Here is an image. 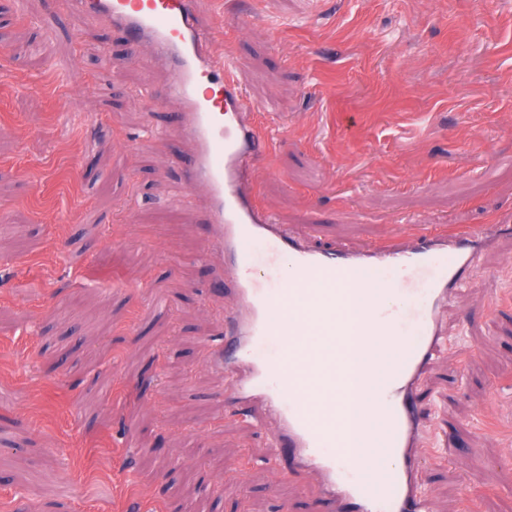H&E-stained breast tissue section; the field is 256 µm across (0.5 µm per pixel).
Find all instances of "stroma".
<instances>
[{
    "mask_svg": "<svg viewBox=\"0 0 512 512\" xmlns=\"http://www.w3.org/2000/svg\"><path fill=\"white\" fill-rule=\"evenodd\" d=\"M197 13L273 140L258 198L312 247L512 214V0ZM0 34V512H315L314 474L225 408L200 345L232 297L182 194L171 71L66 0H0ZM441 315L429 512H512V231Z\"/></svg>",
    "mask_w": 512,
    "mask_h": 512,
    "instance_id": "stroma-1",
    "label": "stroma"
}]
</instances>
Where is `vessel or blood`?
I'll use <instances>...</instances> for the list:
<instances>
[{"instance_id": "obj_1", "label": "vessel or blood", "mask_w": 512, "mask_h": 512, "mask_svg": "<svg viewBox=\"0 0 512 512\" xmlns=\"http://www.w3.org/2000/svg\"><path fill=\"white\" fill-rule=\"evenodd\" d=\"M73 9L126 29L135 44L152 45L173 72L170 95L180 107L175 118L192 145L182 160L183 185L204 188L208 206L199 230L203 251L217 254L218 277L233 286V305L224 317V337L209 344L213 365L229 373L227 409L251 405L277 423L276 444L318 472L333 512H426L425 472L430 425L417 408V388L444 346L440 310L462 282L475 251L491 242L489 227L474 234L421 227L403 241L317 250L277 224L251 182L254 161L271 150L266 131L248 118L252 107L233 75L230 57L216 56L212 35L197 23L195 0H70ZM265 242V256L255 246ZM283 256L295 262L296 277L285 284L269 269ZM382 269L398 274L407 293L400 303L377 308L386 328L409 337L402 364L374 404L385 430L384 455L392 469L372 482L350 464L328 456L339 434L335 416H313L293 389L305 365H323L321 349H276L272 335L285 303L305 302L311 286L321 301L335 302L329 288Z\"/></svg>"}]
</instances>
